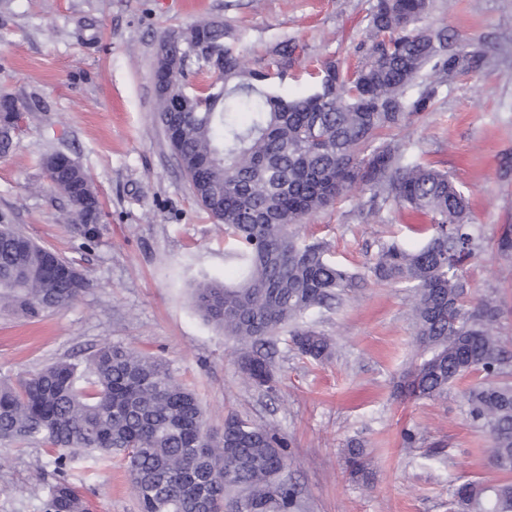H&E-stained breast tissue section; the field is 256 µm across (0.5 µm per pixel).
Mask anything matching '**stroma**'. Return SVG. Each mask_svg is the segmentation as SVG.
<instances>
[{
    "instance_id": "obj_1",
    "label": "stroma",
    "mask_w": 512,
    "mask_h": 512,
    "mask_svg": "<svg viewBox=\"0 0 512 512\" xmlns=\"http://www.w3.org/2000/svg\"><path fill=\"white\" fill-rule=\"evenodd\" d=\"M376 0H0V93L35 108L0 156V223L74 261L89 288L66 308L35 319L0 310V374L58 359L79 362L106 342L165 359L195 390L207 424L229 415L276 428L289 442L282 477L299 512H452L455 487L495 480L487 435L474 428L464 383L445 398L403 399L396 385L416 349L404 286L368 284L310 315L335 343L333 357H300L288 332L270 348L275 387L244 379L245 344L228 339L193 307L204 281L239 279L224 227L195 201L157 118L154 68L164 32L202 20L230 28L247 64L264 69L286 41L297 60L280 89L297 96L306 68L329 59L357 65L369 44ZM426 22L448 44L479 50L470 73L438 89L433 105L388 131L407 158L448 173L469 202L485 243L466 267L475 295L497 291L512 338V259L496 249L512 231V0H434ZM60 152L86 172L103 206L91 245L63 223L66 199L40 158ZM430 216L390 203L370 206L358 186L307 216L302 236L328 244L332 259L366 272L383 242L419 243ZM415 436L403 444L404 432ZM364 450L369 476L353 478L348 444ZM47 457L38 446L0 444V512H44L35 483ZM69 479L88 512H139L121 457L74 463Z\"/></svg>"
}]
</instances>
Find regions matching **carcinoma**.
Here are the masks:
<instances>
[{
	"instance_id": "obj_1",
	"label": "carcinoma",
	"mask_w": 512,
	"mask_h": 512,
	"mask_svg": "<svg viewBox=\"0 0 512 512\" xmlns=\"http://www.w3.org/2000/svg\"><path fill=\"white\" fill-rule=\"evenodd\" d=\"M432 0H377L370 20L389 42L368 47L353 69L328 61L309 72L314 89L290 98L271 84L291 66L285 44L264 71L246 66L232 32L205 22L167 31L189 56L158 98V117L181 161L197 202L219 223L243 261L239 282L209 281L193 295L196 309L240 342L262 344L287 325L292 347L306 359L332 355L333 340L299 321L341 303L365 276L306 243L296 226L363 184L372 199L432 214L416 246L387 241L369 267L374 279L411 288L409 316L417 351L397 393L438 400L459 381L471 424L488 436L489 464L505 479L466 481L453 492L454 512H512V353L502 334L503 301L495 292L471 296L464 267L483 246V230L468 223L469 205L448 174L405 159L380 140L426 111L436 87L408 100L426 68L451 80L474 71L480 56L446 51L444 31L424 25ZM224 72L204 91L190 77L210 73L211 55ZM203 97L204 109L173 112L175 100ZM27 105L0 95V124ZM50 183L69 203L68 223L87 242L84 170L63 153L42 158ZM75 263L37 244L12 224H0V307L38 318L71 304L89 287ZM246 380L259 387L272 373L258 351L240 357ZM203 409L169 365L136 349L101 345L79 367L58 360L18 376H0V440L37 444L55 482L45 512H85L67 471L77 460L120 455L141 512H295V492L281 479L288 444L277 430L241 416L206 435ZM350 474H365L363 450L347 449Z\"/></svg>"
}]
</instances>
